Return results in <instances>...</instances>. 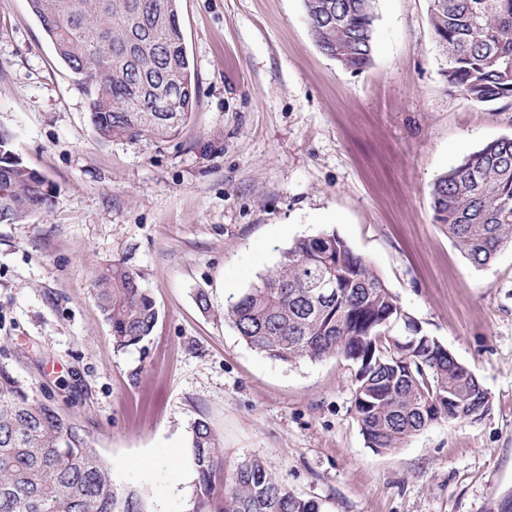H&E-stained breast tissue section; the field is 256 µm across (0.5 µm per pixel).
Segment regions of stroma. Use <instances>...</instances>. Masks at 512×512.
Listing matches in <instances>:
<instances>
[{
    "instance_id": "obj_1",
    "label": "stroma",
    "mask_w": 512,
    "mask_h": 512,
    "mask_svg": "<svg viewBox=\"0 0 512 512\" xmlns=\"http://www.w3.org/2000/svg\"><path fill=\"white\" fill-rule=\"evenodd\" d=\"M372 65L318 49L303 0H180L198 104L166 142L101 140L27 0H0V128L53 186L0 224V365L36 387L148 512H193L192 425L224 475L263 459L321 512H489L512 493V248L471 264L433 220L436 177L512 137V107L449 88L429 0H375ZM333 231L490 396L379 453L343 357L282 363L249 348L224 303L294 241ZM122 262L159 319L120 350L93 298ZM207 305H200V298Z\"/></svg>"
}]
</instances>
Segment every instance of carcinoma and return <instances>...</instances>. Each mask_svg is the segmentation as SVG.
<instances>
[{
    "label": "carcinoma",
    "mask_w": 512,
    "mask_h": 512,
    "mask_svg": "<svg viewBox=\"0 0 512 512\" xmlns=\"http://www.w3.org/2000/svg\"><path fill=\"white\" fill-rule=\"evenodd\" d=\"M58 59L88 101L100 139L168 141L195 110L198 88L184 44L179 0H28ZM320 51L343 69L373 63L374 0H304ZM448 85L477 103L512 102V0H429ZM52 188L0 129V224L48 206ZM433 218L476 267L512 245V138L493 140L438 176ZM333 279L328 296L318 284ZM93 297L127 349L151 335L159 312L139 275L101 267ZM224 320L253 350L281 362L342 356L356 366L354 415L368 447H402L439 421H477L485 388L448 349L414 324L385 281L336 232L303 237L224 304ZM197 474L193 512H320L282 486L265 462L224 479L219 440L203 421L190 437ZM0 512H147L119 491L110 465L80 426L0 365Z\"/></svg>",
    "instance_id": "obj_1"
}]
</instances>
